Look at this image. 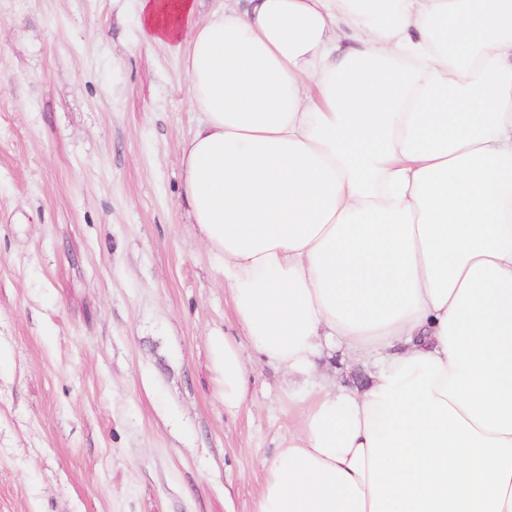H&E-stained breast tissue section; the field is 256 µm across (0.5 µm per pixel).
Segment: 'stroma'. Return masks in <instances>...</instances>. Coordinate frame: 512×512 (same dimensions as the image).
<instances>
[{
	"label": "stroma",
	"instance_id": "obj_1",
	"mask_svg": "<svg viewBox=\"0 0 512 512\" xmlns=\"http://www.w3.org/2000/svg\"><path fill=\"white\" fill-rule=\"evenodd\" d=\"M139 0H0V512H252L294 429L181 195L200 115ZM213 351L224 377V410L237 412L246 404L247 398V369L242 347L234 339L224 336Z\"/></svg>",
	"mask_w": 512,
	"mask_h": 512
}]
</instances>
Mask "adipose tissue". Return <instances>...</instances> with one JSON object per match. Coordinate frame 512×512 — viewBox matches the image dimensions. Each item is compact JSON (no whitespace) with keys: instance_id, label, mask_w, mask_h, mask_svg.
<instances>
[{"instance_id":"obj_1","label":"adipose tissue","mask_w":512,"mask_h":512,"mask_svg":"<svg viewBox=\"0 0 512 512\" xmlns=\"http://www.w3.org/2000/svg\"><path fill=\"white\" fill-rule=\"evenodd\" d=\"M201 114L192 222L305 379L253 512H512V0H140ZM363 384L314 371L327 345ZM224 408L242 347L214 346Z\"/></svg>"}]
</instances>
